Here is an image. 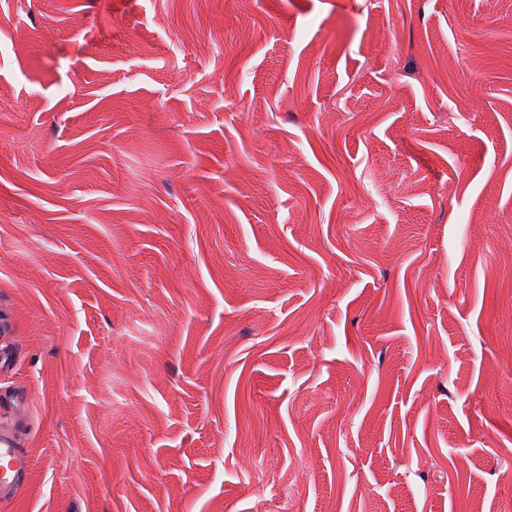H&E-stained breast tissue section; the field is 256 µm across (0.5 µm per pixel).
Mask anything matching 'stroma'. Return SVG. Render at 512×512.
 Wrapping results in <instances>:
<instances>
[{
  "label": "stroma",
  "mask_w": 512,
  "mask_h": 512,
  "mask_svg": "<svg viewBox=\"0 0 512 512\" xmlns=\"http://www.w3.org/2000/svg\"><path fill=\"white\" fill-rule=\"evenodd\" d=\"M512 0H0V512H512ZM31 460L17 448L15 439L7 430L0 432V501L13 498L19 491L21 478L30 471Z\"/></svg>",
  "instance_id": "stroma-1"
}]
</instances>
